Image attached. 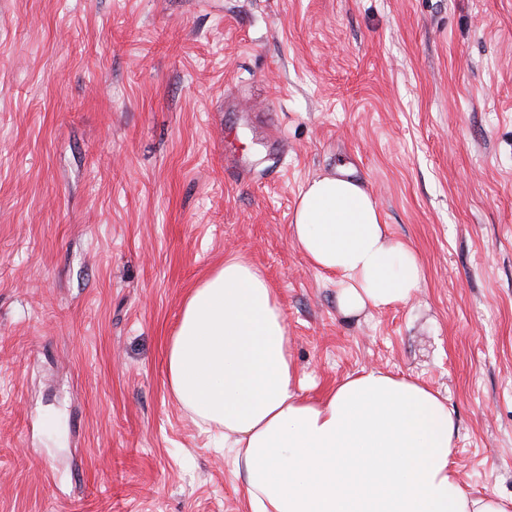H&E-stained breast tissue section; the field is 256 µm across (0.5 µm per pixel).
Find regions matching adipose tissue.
<instances>
[{"label":"adipose tissue","instance_id":"1","mask_svg":"<svg viewBox=\"0 0 512 512\" xmlns=\"http://www.w3.org/2000/svg\"><path fill=\"white\" fill-rule=\"evenodd\" d=\"M291 235L335 278L344 317L407 302L419 288L416 254L391 236L359 182L308 181ZM167 379L178 402L236 449L250 512H506L462 491L454 416L426 386L372 369L323 398L305 396L275 290L241 254L187 297Z\"/></svg>","mask_w":512,"mask_h":512}]
</instances>
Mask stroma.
I'll list each match as a JSON object with an SVG mask.
<instances>
[{"label": "stroma", "mask_w": 512, "mask_h": 512, "mask_svg": "<svg viewBox=\"0 0 512 512\" xmlns=\"http://www.w3.org/2000/svg\"><path fill=\"white\" fill-rule=\"evenodd\" d=\"M323 175L415 251L410 301L340 314L291 237ZM231 252L306 396L438 392L512 512V0H0V512H250L166 373Z\"/></svg>", "instance_id": "stroma-1"}]
</instances>
